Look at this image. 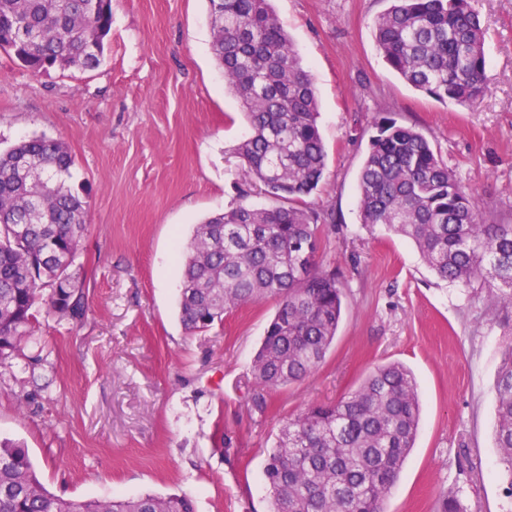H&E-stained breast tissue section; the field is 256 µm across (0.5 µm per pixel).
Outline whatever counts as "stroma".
Segmentation results:
<instances>
[{
  "instance_id": "stroma-1",
  "label": "stroma",
  "mask_w": 512,
  "mask_h": 512,
  "mask_svg": "<svg viewBox=\"0 0 512 512\" xmlns=\"http://www.w3.org/2000/svg\"><path fill=\"white\" fill-rule=\"evenodd\" d=\"M319 97L324 177L305 199L332 211L319 259L343 274L336 339L310 377L258 411L253 360L273 318L269 298L188 333L178 317L176 242L237 205H271L236 148L249 132L211 52L208 0H112L104 59L32 74L0 50V149L45 135L68 146L91 201L75 270L82 321L38 312L48 357L0 375V438L25 445L40 482L78 501L187 494L196 512H267L263 467L288 419L355 389L397 361L422 405L412 448L384 512H512L492 423L512 326L493 322L485 288L442 281L414 245L368 230L358 176L386 112L421 131L489 223L512 224V0H477L488 92L476 108L406 84L376 49L388 0H272Z\"/></svg>"
}]
</instances>
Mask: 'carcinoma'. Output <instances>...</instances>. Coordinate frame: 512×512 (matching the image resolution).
Here are the masks:
<instances>
[{
	"label": "carcinoma",
	"mask_w": 512,
	"mask_h": 512,
	"mask_svg": "<svg viewBox=\"0 0 512 512\" xmlns=\"http://www.w3.org/2000/svg\"><path fill=\"white\" fill-rule=\"evenodd\" d=\"M0 0V49L23 66L86 70L100 65L112 0ZM224 25L211 23L212 54L239 99L249 133L236 150L255 182L279 204L238 205L195 226L186 245L179 299L195 333L224 312L278 301L253 373L265 393L310 376L325 360L342 315L343 281L320 266L321 215L297 206L323 178L326 152L309 72L270 0H223ZM374 21L377 49L416 90L438 102L476 106L487 92L485 33L472 0H390ZM358 180L362 224L412 241L441 279L496 288L491 306L512 309V224H489L476 192L463 185L413 128L387 115ZM67 145L43 136L0 152V369L36 343L35 311L84 317L72 273L88 223L84 188L69 185ZM421 403L399 363L373 369L332 404H311L283 426L267 456L268 512H383L414 447ZM496 447L512 493V343L496 379ZM0 512H194L186 494L76 501L49 492L28 450L0 442Z\"/></svg>",
	"instance_id": "obj_1"
}]
</instances>
